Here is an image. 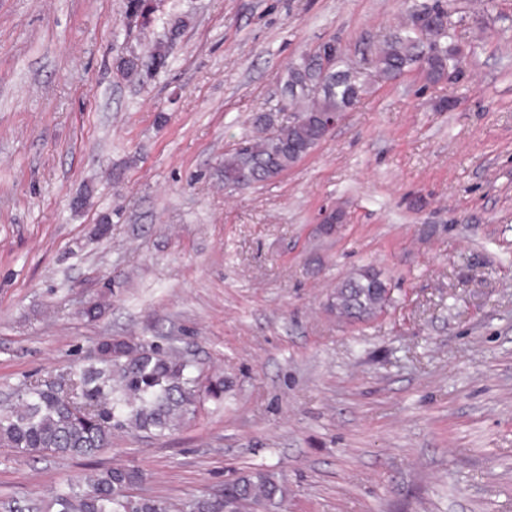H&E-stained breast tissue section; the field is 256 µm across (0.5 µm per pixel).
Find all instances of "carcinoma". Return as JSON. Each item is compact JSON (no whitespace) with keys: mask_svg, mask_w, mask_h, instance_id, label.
I'll return each mask as SVG.
<instances>
[{"mask_svg":"<svg viewBox=\"0 0 512 512\" xmlns=\"http://www.w3.org/2000/svg\"><path fill=\"white\" fill-rule=\"evenodd\" d=\"M147 0H128L126 16L146 19ZM461 46L445 0L416 4L404 26L383 39L372 60L377 76L393 80L424 66L428 83L457 81L464 75ZM366 91V81L351 68L336 43L318 46L291 62L282 92L298 121L247 137L224 156V185H239L245 175L254 183L272 181L319 145L323 114L345 112ZM389 283L372 266L363 267L336 287V313L364 321L381 314L390 300ZM70 393L39 378L19 389L17 403L0 411V447L25 455L92 459L112 446L115 433L161 439L195 416L207 400L224 397V381L202 376L194 361L153 342L131 343L107 336L67 371ZM142 480L123 467L97 468L61 486L50 512H248L254 505L277 508L285 489L263 469L244 473L224 486L220 496H200L176 505L131 493Z\"/></svg>","mask_w":512,"mask_h":512,"instance_id":"1","label":"carcinoma"}]
</instances>
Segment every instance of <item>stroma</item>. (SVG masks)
Masks as SVG:
<instances>
[{
    "label": "stroma",
    "mask_w": 512,
    "mask_h": 512,
    "mask_svg": "<svg viewBox=\"0 0 512 512\" xmlns=\"http://www.w3.org/2000/svg\"><path fill=\"white\" fill-rule=\"evenodd\" d=\"M413 3L152 0L131 25L126 0H0V406L106 336L224 381L93 462L0 448V512L96 464L173 503L259 468L278 512H512V0H453L462 82L370 76L293 168L224 185L258 116L291 121L290 62L333 39L364 68ZM174 23L166 68L127 79ZM365 266L389 305L338 319Z\"/></svg>",
    "instance_id": "stroma-1"
}]
</instances>
